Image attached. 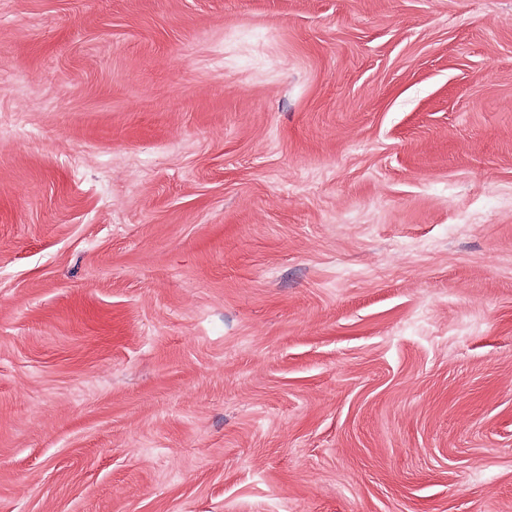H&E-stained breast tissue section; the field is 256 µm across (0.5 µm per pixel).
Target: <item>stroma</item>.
<instances>
[{"instance_id": "stroma-1", "label": "stroma", "mask_w": 512, "mask_h": 512, "mask_svg": "<svg viewBox=\"0 0 512 512\" xmlns=\"http://www.w3.org/2000/svg\"><path fill=\"white\" fill-rule=\"evenodd\" d=\"M0 512H512V0H0Z\"/></svg>"}]
</instances>
